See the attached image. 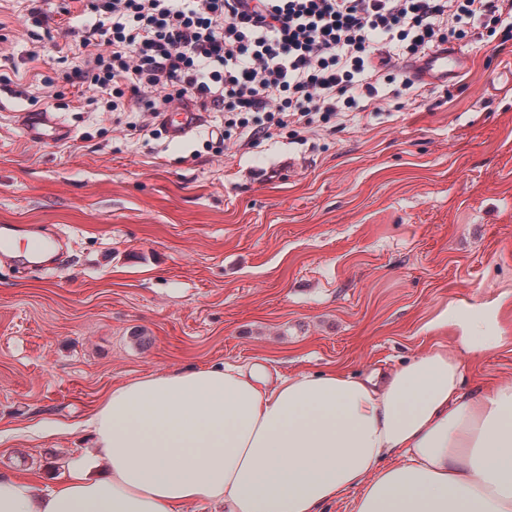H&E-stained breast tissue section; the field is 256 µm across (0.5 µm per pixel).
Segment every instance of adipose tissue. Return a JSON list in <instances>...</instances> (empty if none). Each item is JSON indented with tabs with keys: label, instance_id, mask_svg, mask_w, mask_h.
Here are the masks:
<instances>
[{
	"label": "adipose tissue",
	"instance_id": "adipose-tissue-1",
	"mask_svg": "<svg viewBox=\"0 0 512 512\" xmlns=\"http://www.w3.org/2000/svg\"><path fill=\"white\" fill-rule=\"evenodd\" d=\"M499 341L466 320L381 379L338 368L180 369L112 388L92 449L53 488L0 475V512H512V384L463 388L460 353Z\"/></svg>",
	"mask_w": 512,
	"mask_h": 512
}]
</instances>
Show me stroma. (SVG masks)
<instances>
[{"label":"stroma","mask_w":512,"mask_h":512,"mask_svg":"<svg viewBox=\"0 0 512 512\" xmlns=\"http://www.w3.org/2000/svg\"><path fill=\"white\" fill-rule=\"evenodd\" d=\"M86 20L79 0H0V74L24 91L0 84V225L63 248L53 266L0 255V474L55 485L90 444L73 424L123 382L257 362L365 378L457 349L474 315L503 340L463 355L465 390L512 384V27L456 39L460 85L216 157L213 119L172 144L88 106L58 53ZM23 110L69 141L25 140Z\"/></svg>","instance_id":"obj_1"}]
</instances>
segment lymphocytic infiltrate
Listing matches in <instances>:
<instances>
[{
    "label": "lymphocytic infiltrate",
    "mask_w": 512,
    "mask_h": 512,
    "mask_svg": "<svg viewBox=\"0 0 512 512\" xmlns=\"http://www.w3.org/2000/svg\"><path fill=\"white\" fill-rule=\"evenodd\" d=\"M68 81L147 130L191 101L221 114L216 155L271 128L311 133L343 112L392 111L419 57L512 0H89Z\"/></svg>",
    "instance_id": "obj_1"
}]
</instances>
